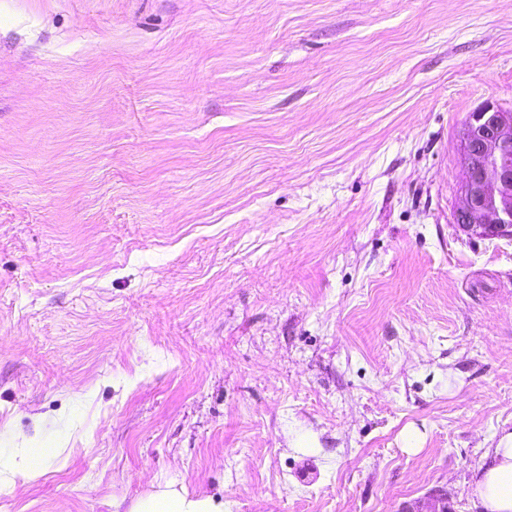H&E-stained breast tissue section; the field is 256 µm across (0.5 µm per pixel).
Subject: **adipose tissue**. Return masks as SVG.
<instances>
[{
  "label": "adipose tissue",
  "mask_w": 512,
  "mask_h": 512,
  "mask_svg": "<svg viewBox=\"0 0 512 512\" xmlns=\"http://www.w3.org/2000/svg\"><path fill=\"white\" fill-rule=\"evenodd\" d=\"M470 496L476 512H512V431L504 433L473 472ZM113 512H226L223 497L189 494L176 481H155L145 495L116 499Z\"/></svg>",
  "instance_id": "obj_1"
}]
</instances>
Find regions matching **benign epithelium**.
Instances as JSON below:
<instances>
[{
    "label": "benign epithelium",
    "instance_id": "obj_1",
    "mask_svg": "<svg viewBox=\"0 0 512 512\" xmlns=\"http://www.w3.org/2000/svg\"><path fill=\"white\" fill-rule=\"evenodd\" d=\"M458 164L464 204L456 224L479 236L512 238V109L491 102L469 113L460 134ZM451 512L446 495L435 492L426 509Z\"/></svg>",
    "mask_w": 512,
    "mask_h": 512
}]
</instances>
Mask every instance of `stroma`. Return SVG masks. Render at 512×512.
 Wrapping results in <instances>:
<instances>
[{"label":"stroma","mask_w":512,"mask_h":512,"mask_svg":"<svg viewBox=\"0 0 512 512\" xmlns=\"http://www.w3.org/2000/svg\"><path fill=\"white\" fill-rule=\"evenodd\" d=\"M512 0H0V512L153 480L401 512L512 431V239L455 222ZM34 448H29L30 453L27 456L14 457L9 460L0 461V486L13 488L17 483V478H21L22 482L37 476L44 470L47 462L51 459L52 452L50 448L42 457L39 463L31 461V455Z\"/></svg>","instance_id":"obj_1"}]
</instances>
